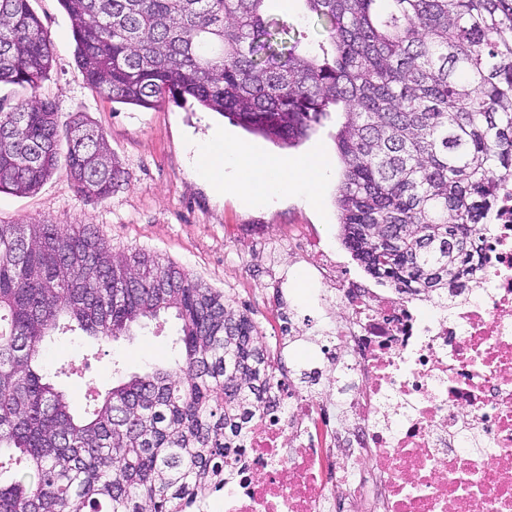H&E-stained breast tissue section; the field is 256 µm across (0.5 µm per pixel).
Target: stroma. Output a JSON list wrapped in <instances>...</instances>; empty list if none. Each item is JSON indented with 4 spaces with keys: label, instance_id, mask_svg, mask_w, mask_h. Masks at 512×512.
Returning <instances> with one entry per match:
<instances>
[{
    "label": "stroma",
    "instance_id": "1",
    "mask_svg": "<svg viewBox=\"0 0 512 512\" xmlns=\"http://www.w3.org/2000/svg\"><path fill=\"white\" fill-rule=\"evenodd\" d=\"M31 7L51 38L52 67L43 81L41 97L54 102L59 123L84 112L101 129L119 165L129 174L126 184L101 200L78 196L65 171H58L28 195L0 193V222H38L96 225L116 253L139 250L174 263L208 286L223 290L238 307L248 309L273 351H283L292 385H299L304 367L299 353L317 348L328 311L320 298L298 291L307 278V265L280 240L288 229L305 225L321 238L351 277L370 276L343 246L334 197L341 164L334 135L342 120L333 112L316 125L310 137L291 155L326 164L330 174L317 201L292 191L258 207L241 203L234 190L214 194L191 168L188 145L216 127L225 135L257 149L282 153L279 146L247 133L228 118L190 102L166 100L153 109L112 102L82 78L75 63L76 44L60 0H31ZM279 288L282 298L266 303L267 289ZM288 313L298 333L290 345L281 342V313ZM179 322L166 317L133 338L98 344L81 332L53 337L42 353L50 368L68 364L74 375L59 376L57 385L70 397L73 414H83L87 384L108 392L122 376L141 374L153 364L172 361V342ZM124 364L123 375L112 371L113 359Z\"/></svg>",
    "mask_w": 512,
    "mask_h": 512
}]
</instances>
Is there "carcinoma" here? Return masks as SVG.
<instances>
[{
	"label": "carcinoma",
	"mask_w": 512,
	"mask_h": 512,
	"mask_svg": "<svg viewBox=\"0 0 512 512\" xmlns=\"http://www.w3.org/2000/svg\"><path fill=\"white\" fill-rule=\"evenodd\" d=\"M85 81L114 103L192 98L245 131L298 146L343 106L335 205L364 270L424 300L467 287L498 182L512 180V0H305L319 51L267 0H60ZM51 40L30 0H0V192L59 169L54 104L38 94ZM74 191L125 181L102 131L66 126ZM180 321L178 358L84 416L40 361L48 337L101 342ZM280 359L247 310L170 262L115 254L93 224H0V512H185L222 480L230 447L270 401Z\"/></svg>",
	"instance_id": "cac0c4a2"
}]
</instances>
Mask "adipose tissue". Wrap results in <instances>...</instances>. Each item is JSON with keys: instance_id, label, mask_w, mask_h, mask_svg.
Here are the masks:
<instances>
[{"instance_id": "adipose-tissue-1", "label": "adipose tissue", "mask_w": 512, "mask_h": 512, "mask_svg": "<svg viewBox=\"0 0 512 512\" xmlns=\"http://www.w3.org/2000/svg\"><path fill=\"white\" fill-rule=\"evenodd\" d=\"M190 149L194 172L219 195L230 183L248 198L279 193L296 181L315 191L327 176L325 165L305 158L267 154L226 138L220 130L193 139Z\"/></svg>"}]
</instances>
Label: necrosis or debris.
<instances>
[{
  "mask_svg": "<svg viewBox=\"0 0 512 512\" xmlns=\"http://www.w3.org/2000/svg\"><path fill=\"white\" fill-rule=\"evenodd\" d=\"M473 287L447 305L344 275L289 238L327 305L312 354L324 387L280 378L218 489L223 512H512V181L500 183Z\"/></svg>",
  "mask_w": 512,
  "mask_h": 512,
  "instance_id": "obj_1",
  "label": "necrosis or debris"
}]
</instances>
